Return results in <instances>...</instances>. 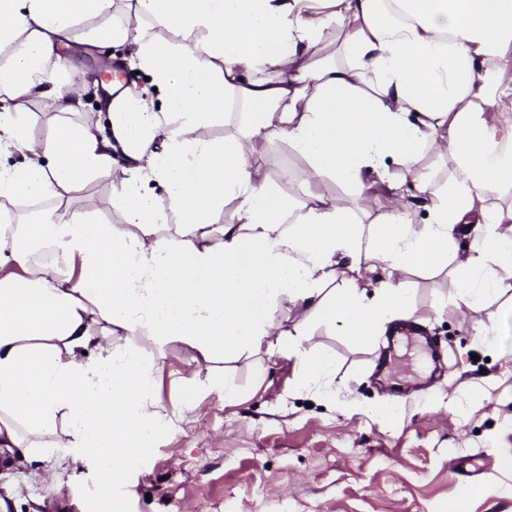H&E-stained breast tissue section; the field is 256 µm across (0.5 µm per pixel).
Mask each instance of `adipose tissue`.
Returning a JSON list of instances; mask_svg holds the SVG:
<instances>
[{
  "instance_id": "ef3b65f1",
  "label": "adipose tissue",
  "mask_w": 512,
  "mask_h": 512,
  "mask_svg": "<svg viewBox=\"0 0 512 512\" xmlns=\"http://www.w3.org/2000/svg\"><path fill=\"white\" fill-rule=\"evenodd\" d=\"M347 26L346 62L315 52L323 21L296 0H134L135 15L181 42L123 26L72 35L112 13L113 0H0V199L53 202L48 219H0V461L60 485L90 467L102 497L126 463L147 456L162 423L153 410L157 354L180 345L198 368L178 411L226 381L221 361L265 350L293 360L301 385L329 378L334 362L311 343L310 320L337 325L360 345L411 317L409 289L386 280L360 288L362 262L389 272L433 271L456 258L465 305L480 306L512 278V208L486 207L512 189V128L489 106L512 102L499 62L512 43V0H332ZM130 42L131 64L158 92L96 82L104 115L83 110L61 85L62 53ZM282 68L275 80L252 77ZM252 111L241 134L216 140L229 97ZM51 98L81 123L31 134L26 105ZM279 138L313 173L362 190L365 170L398 166L426 201L428 223L391 212L361 227L351 209L311 196L304 208L272 189L249 142ZM447 141L454 168L445 185L424 177L422 151ZM92 179L116 186L118 224L95 221L74 189ZM163 187L159 211L151 184ZM233 219L214 221L225 200ZM467 256L455 243L473 211ZM173 234L157 236V224ZM350 257L346 269L337 259ZM345 287H335L338 272ZM298 311L277 336L283 304Z\"/></svg>"
}]
</instances>
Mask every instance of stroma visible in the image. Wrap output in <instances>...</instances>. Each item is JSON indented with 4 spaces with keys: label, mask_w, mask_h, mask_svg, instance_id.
<instances>
[{
    "label": "stroma",
    "mask_w": 512,
    "mask_h": 512,
    "mask_svg": "<svg viewBox=\"0 0 512 512\" xmlns=\"http://www.w3.org/2000/svg\"><path fill=\"white\" fill-rule=\"evenodd\" d=\"M111 54L128 56L129 47L63 57L58 80L81 91L87 111L99 106L86 85L105 79L102 59ZM252 157L295 204L314 193L339 199L366 225L397 210L415 224L429 219L411 185L387 188L386 179L400 181L396 166L384 176L366 171L357 195L313 175L287 141H254ZM78 194L94 219L121 223L111 181H91ZM395 278L411 292L413 317L390 324L373 345L311 322L314 343L335 364L319 384L299 386L293 362L261 351L224 361L238 397L212 388L179 430L130 460L113 491L123 512H447L449 497L467 486L479 489L468 512H512V279L474 310L458 298L451 268ZM159 365L154 404L164 421L193 366L175 344ZM383 403L396 414H376ZM53 498L106 512L88 471L68 474L56 490L0 466L7 512H36Z\"/></svg>",
    "instance_id": "obj_1"
}]
</instances>
